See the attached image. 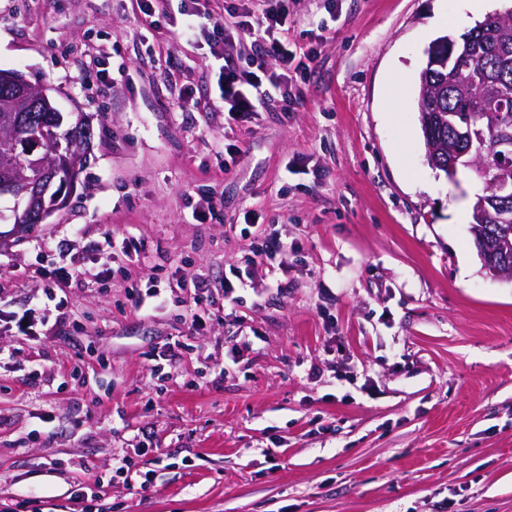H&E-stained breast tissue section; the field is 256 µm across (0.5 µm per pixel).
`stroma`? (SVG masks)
Returning <instances> with one entry per match:
<instances>
[{"label": "stroma", "mask_w": 512, "mask_h": 512, "mask_svg": "<svg viewBox=\"0 0 512 512\" xmlns=\"http://www.w3.org/2000/svg\"><path fill=\"white\" fill-rule=\"evenodd\" d=\"M498 6L290 0L288 39L317 57L294 110L246 128L222 59L150 36L130 0H0V69L51 85L93 146L47 223L12 235L0 198V512H74L97 479L92 512H512V281L485 275L456 218L480 182L429 168L413 105L428 43ZM182 92L199 109L177 111ZM107 233L143 248L104 279ZM270 236L274 264L246 265ZM62 266L78 285L20 335ZM237 267L251 286L228 306ZM151 286L165 307L137 308ZM120 454L146 487L116 475Z\"/></svg>", "instance_id": "stroma-1"}]
</instances>
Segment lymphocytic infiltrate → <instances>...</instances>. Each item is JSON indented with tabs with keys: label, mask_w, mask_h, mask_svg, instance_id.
Masks as SVG:
<instances>
[{
	"label": "lymphocytic infiltrate",
	"mask_w": 512,
	"mask_h": 512,
	"mask_svg": "<svg viewBox=\"0 0 512 512\" xmlns=\"http://www.w3.org/2000/svg\"><path fill=\"white\" fill-rule=\"evenodd\" d=\"M170 0H133L142 24L157 29L169 21L189 42H205L223 61L218 85L224 110L238 125L251 124L263 111L269 89L279 91L282 111H291L297 100L293 84L297 73L306 71L315 51L298 60L286 37L288 0H238L234 32H227L223 15L214 11L210 0H181L178 13H171ZM250 39L252 53L247 61L234 58L228 49L231 36Z\"/></svg>",
	"instance_id": "1"
}]
</instances>
